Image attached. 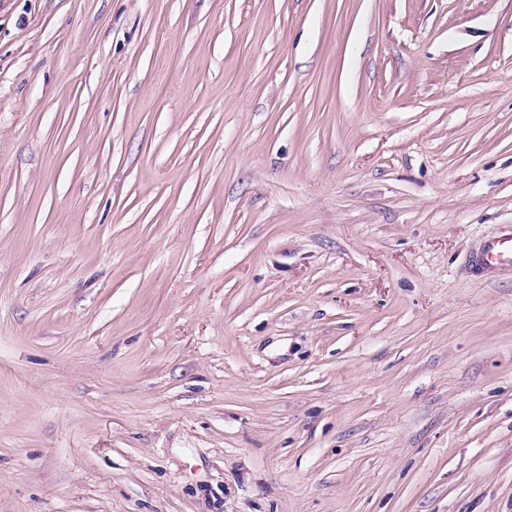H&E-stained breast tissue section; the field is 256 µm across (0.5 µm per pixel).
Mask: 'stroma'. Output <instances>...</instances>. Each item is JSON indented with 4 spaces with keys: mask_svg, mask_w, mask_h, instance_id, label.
I'll use <instances>...</instances> for the list:
<instances>
[{
    "mask_svg": "<svg viewBox=\"0 0 512 512\" xmlns=\"http://www.w3.org/2000/svg\"><path fill=\"white\" fill-rule=\"evenodd\" d=\"M512 0H0V512H512ZM474 262L483 271L512 268V233L486 241L476 254Z\"/></svg>",
    "mask_w": 512,
    "mask_h": 512,
    "instance_id": "obj_1",
    "label": "stroma"
}]
</instances>
